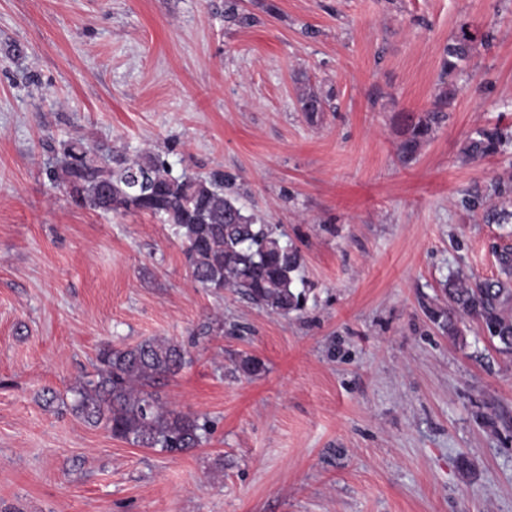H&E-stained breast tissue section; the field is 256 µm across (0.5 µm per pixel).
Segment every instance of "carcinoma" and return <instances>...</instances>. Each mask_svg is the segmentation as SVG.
<instances>
[{
    "instance_id": "obj_1",
    "label": "carcinoma",
    "mask_w": 512,
    "mask_h": 512,
    "mask_svg": "<svg viewBox=\"0 0 512 512\" xmlns=\"http://www.w3.org/2000/svg\"><path fill=\"white\" fill-rule=\"evenodd\" d=\"M225 19L250 26L256 17L239 8V0H225ZM495 28L470 22L460 25L443 48L442 75L464 71L477 46L489 48ZM457 87L449 84L434 107L405 123L399 146L403 158H414L433 130L448 118ZM301 111L314 117L324 111L323 97L309 89L299 98ZM512 150V126L498 123L478 128L461 148L466 162L501 157ZM53 181L71 194L78 207L102 213L138 211L174 226L185 245L192 280L203 288H226L272 314L286 316L304 308L305 294L296 290L300 256L286 240L279 224H262L246 214L224 192L230 178L221 171L189 178L175 176L159 154L142 151L129 159L112 147L87 146L75 139L61 144L49 171ZM499 201L483 206V196L469 199L483 208L487 224L512 220V176L496 180ZM501 277L477 280L457 274L444 291L448 309L430 311L433 322L459 335L456 322L476 321L501 353L512 354V250L498 254ZM99 379L74 390L73 411L84 422L102 425L112 437L142 448L182 453L199 447L210 433L208 421L168 407L157 389L186 364V350L170 339H146L134 345L108 346L100 351Z\"/></svg>"
}]
</instances>
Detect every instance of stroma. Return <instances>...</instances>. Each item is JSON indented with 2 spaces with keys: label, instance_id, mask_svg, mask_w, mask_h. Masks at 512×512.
<instances>
[{
  "label": "stroma",
  "instance_id": "35a3bbf8",
  "mask_svg": "<svg viewBox=\"0 0 512 512\" xmlns=\"http://www.w3.org/2000/svg\"><path fill=\"white\" fill-rule=\"evenodd\" d=\"M240 5L255 25L224 0H0V512H512V356L428 316L450 273L499 277L512 248L466 204L512 165L459 155L512 125V0ZM464 22L495 44L402 162ZM72 138L230 176L299 249L305 310L199 287L159 218L76 207L46 175ZM152 337L188 350L161 398L213 428L183 454L70 409L103 345ZM244 356L262 371L233 377Z\"/></svg>",
  "mask_w": 512,
  "mask_h": 512
}]
</instances>
